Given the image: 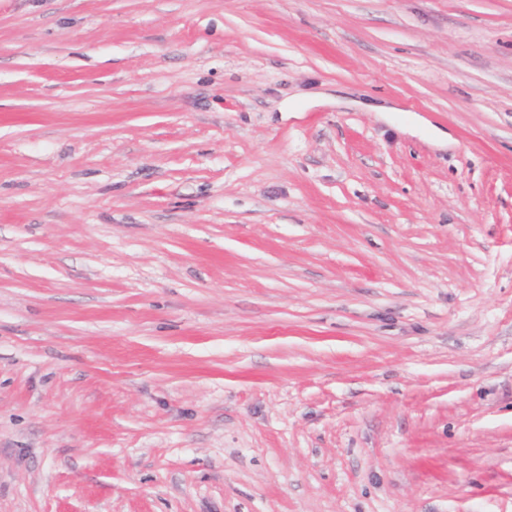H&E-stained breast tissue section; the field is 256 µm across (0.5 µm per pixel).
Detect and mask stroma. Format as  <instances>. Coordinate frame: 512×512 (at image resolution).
Segmentation results:
<instances>
[{"instance_id": "1", "label": "stroma", "mask_w": 512, "mask_h": 512, "mask_svg": "<svg viewBox=\"0 0 512 512\" xmlns=\"http://www.w3.org/2000/svg\"><path fill=\"white\" fill-rule=\"evenodd\" d=\"M0 512H512V0H0Z\"/></svg>"}]
</instances>
